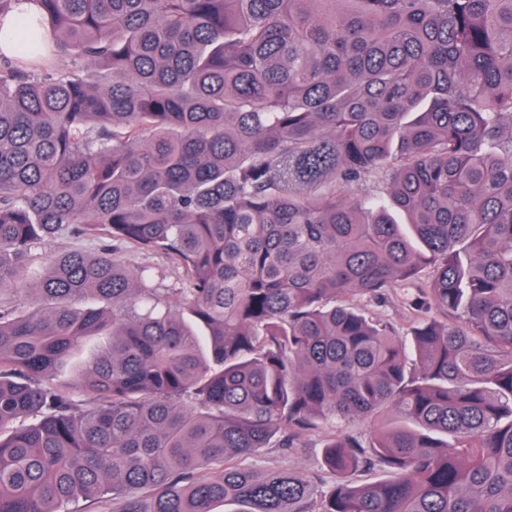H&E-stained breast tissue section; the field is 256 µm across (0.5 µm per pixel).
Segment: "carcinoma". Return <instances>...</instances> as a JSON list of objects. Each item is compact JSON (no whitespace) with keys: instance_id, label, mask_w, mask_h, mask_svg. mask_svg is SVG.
<instances>
[{"instance_id":"cac0c4a2","label":"carcinoma","mask_w":512,"mask_h":512,"mask_svg":"<svg viewBox=\"0 0 512 512\" xmlns=\"http://www.w3.org/2000/svg\"><path fill=\"white\" fill-rule=\"evenodd\" d=\"M35 2L0 62V512H512V0ZM59 234L99 251L32 253ZM401 286L409 348L357 306ZM320 421L333 472L392 478L250 463ZM120 251L125 263L131 269H136L143 265L153 267V288H158L160 293L164 294L174 288L186 287L180 272L169 264L165 258L158 255H146L134 250H125L123 247H120Z\"/></svg>"}]
</instances>
